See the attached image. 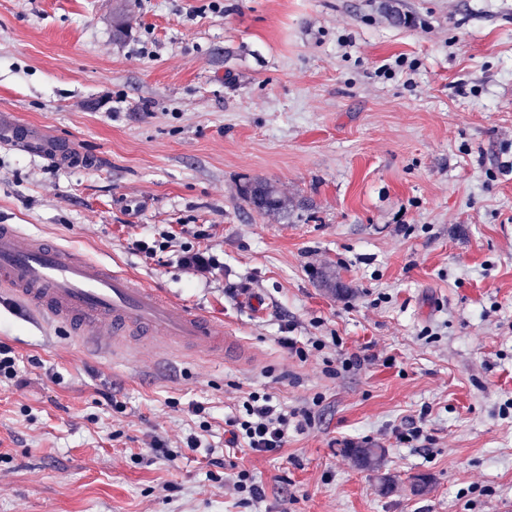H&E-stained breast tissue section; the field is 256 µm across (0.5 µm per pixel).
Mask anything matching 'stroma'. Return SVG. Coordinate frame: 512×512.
<instances>
[{"mask_svg":"<svg viewBox=\"0 0 512 512\" xmlns=\"http://www.w3.org/2000/svg\"><path fill=\"white\" fill-rule=\"evenodd\" d=\"M0 113L76 158L0 141V224L260 356L102 358L6 301L24 382H0V512H512V0H0ZM255 179L286 212L241 200ZM199 224L224 258L210 284L129 248ZM287 332L325 347L299 360ZM254 391L312 415L281 452L239 453L261 499L205 451L149 453L200 404L222 457ZM411 420L415 447L394 436ZM24 137L28 148H34L39 153L55 161L59 165L69 163L72 154L69 147L61 139L44 137L31 129V132L21 134ZM234 477V489L241 496L240 502L242 504L247 505L260 497L259 486L254 483L249 471L245 469L240 470L236 472Z\"/></svg>","mask_w":512,"mask_h":512,"instance_id":"35a3bbf8","label":"stroma"}]
</instances>
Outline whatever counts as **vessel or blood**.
I'll list each match as a JSON object with an SVG mask.
<instances>
[{"label":"vessel or blood","mask_w":512,"mask_h":512,"mask_svg":"<svg viewBox=\"0 0 512 512\" xmlns=\"http://www.w3.org/2000/svg\"><path fill=\"white\" fill-rule=\"evenodd\" d=\"M28 147L63 165L72 155L62 140L31 131ZM0 288L48 320L89 335L98 352L124 351L131 337L141 347L178 352L190 348L210 359L239 363L254 353L223 321L193 312L141 282L65 248L0 225Z\"/></svg>","instance_id":"1"}]
</instances>
